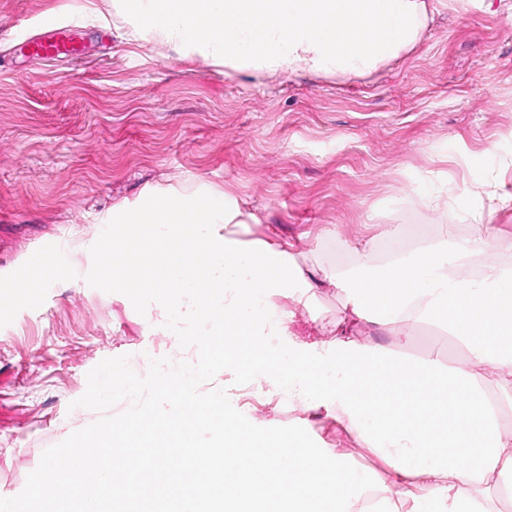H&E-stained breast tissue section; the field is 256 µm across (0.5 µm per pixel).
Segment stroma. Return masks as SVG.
I'll use <instances>...</instances> for the list:
<instances>
[{
  "label": "stroma",
  "instance_id": "35a3bbf8",
  "mask_svg": "<svg viewBox=\"0 0 512 512\" xmlns=\"http://www.w3.org/2000/svg\"><path fill=\"white\" fill-rule=\"evenodd\" d=\"M86 0H0V282L33 254L71 243L70 273L35 270L43 291L0 302V497L24 488L43 452L100 412L77 406L102 360L168 356L156 305L137 313L84 279L88 252L118 205L177 191L223 195L251 218L233 235L278 244L296 288L274 303L285 335L327 349L350 310L345 281L429 245L455 248L480 229L512 267V0H426L428 26L405 54L367 74H285L214 65L137 38L132 24L84 11ZM85 33L77 58L28 55L20 42L53 23ZM362 345L444 365L470 359L446 328L374 316L351 324ZM246 400L259 427L298 425L394 496L391 470L329 407L277 400L270 379Z\"/></svg>",
  "mask_w": 512,
  "mask_h": 512
}]
</instances>
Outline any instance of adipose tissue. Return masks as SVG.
Masks as SVG:
<instances>
[{"label":"adipose tissue","instance_id":"ef3b65f1","mask_svg":"<svg viewBox=\"0 0 512 512\" xmlns=\"http://www.w3.org/2000/svg\"><path fill=\"white\" fill-rule=\"evenodd\" d=\"M496 247L481 236L458 245L452 256L428 246L347 282L354 316L371 308L386 322L411 318L443 325L470 349L469 366L411 362L342 338L324 355L292 342L262 361L265 370L287 381L294 397L335 408L337 419L393 467L395 496L374 497L359 478L344 495H333L331 485L347 473L343 464L248 428L227 431L220 417L209 424L218 435L209 448L194 447L195 427L181 423L135 430L129 440H113V447L152 448L167 456L174 439L184 444L191 466L223 472L225 485L202 484L189 494L173 481L175 512H207L208 504L219 501L242 505L243 512H312L316 506L331 512H491L486 479L512 469V440L501 432L491 398L494 389H512V269L489 263L470 280L461 278L459 269L470 254ZM476 314L482 315L484 330L473 329L470 319ZM490 370L495 379L487 378ZM405 383L433 398L420 419L406 425L383 405L384 394ZM260 453L273 455L287 471L288 480L278 489L252 474L250 461ZM465 457L472 458L471 466H462ZM413 477L425 480L416 493L404 487Z\"/></svg>","mask_w":512,"mask_h":512}]
</instances>
